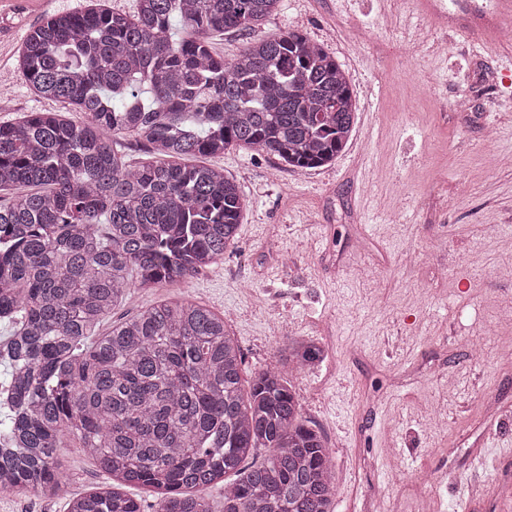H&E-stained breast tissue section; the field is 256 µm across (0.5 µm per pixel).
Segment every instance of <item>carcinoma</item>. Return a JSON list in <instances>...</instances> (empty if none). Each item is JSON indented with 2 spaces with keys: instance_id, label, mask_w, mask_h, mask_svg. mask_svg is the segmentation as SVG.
Segmentation results:
<instances>
[{
  "instance_id": "obj_1",
  "label": "carcinoma",
  "mask_w": 512,
  "mask_h": 512,
  "mask_svg": "<svg viewBox=\"0 0 512 512\" xmlns=\"http://www.w3.org/2000/svg\"><path fill=\"white\" fill-rule=\"evenodd\" d=\"M280 0H100L27 34L19 71L82 115L0 124V322L11 325L13 448L0 490L68 498L67 512H140L122 485L158 490V512H332V463L286 372L322 357L287 338L242 379L224 317L190 299L96 328L130 289L187 282L236 247L247 202L224 170L188 162L249 149L299 169L328 165L357 120L347 72L299 31L226 60L209 35L248 31ZM145 142L132 166L111 137ZM76 439L113 489L71 496L57 450ZM264 462L246 466L260 449Z\"/></svg>"
}]
</instances>
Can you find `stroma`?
<instances>
[{"mask_svg":"<svg viewBox=\"0 0 512 512\" xmlns=\"http://www.w3.org/2000/svg\"><path fill=\"white\" fill-rule=\"evenodd\" d=\"M441 2L438 13L420 0H281L254 30L212 35L228 59L288 30L323 44L352 78L356 131L335 161L301 173L242 149L206 158L248 202L237 249L188 282L131 291L99 327L189 298L231 317L245 373L275 361L285 337L321 346L322 363L292 384L330 450L334 512H414L423 494L432 512L487 500L512 512V328L487 333L512 307V280L496 276L512 264V41L478 27L491 0ZM88 3L0 0V124L65 111L20 76L19 55L32 28ZM487 394L497 405L484 415ZM57 460L70 494L108 482L77 440Z\"/></svg>","mask_w":512,"mask_h":512,"instance_id":"1","label":"stroma"}]
</instances>
